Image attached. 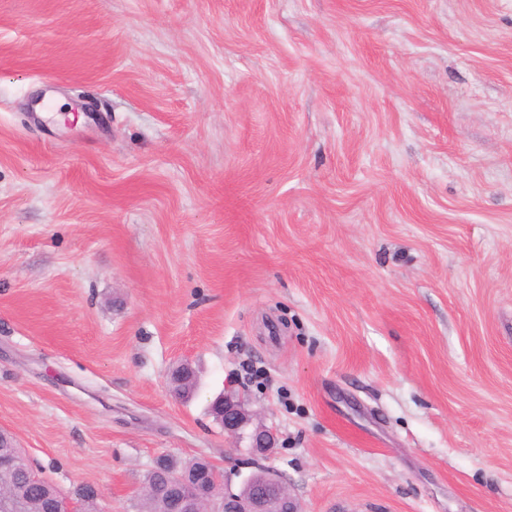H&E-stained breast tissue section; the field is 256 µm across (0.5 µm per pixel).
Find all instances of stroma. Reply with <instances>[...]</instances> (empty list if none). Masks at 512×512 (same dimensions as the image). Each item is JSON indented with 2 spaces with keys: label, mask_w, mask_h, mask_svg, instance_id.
Returning <instances> with one entry per match:
<instances>
[{
  "label": "stroma",
  "mask_w": 512,
  "mask_h": 512,
  "mask_svg": "<svg viewBox=\"0 0 512 512\" xmlns=\"http://www.w3.org/2000/svg\"><path fill=\"white\" fill-rule=\"evenodd\" d=\"M230 383L304 512H512V0H0V428L138 512ZM196 374L192 363L188 360H183L178 363L175 370L171 373L169 385L175 386L181 392L191 391L196 384Z\"/></svg>",
  "instance_id": "stroma-1"
}]
</instances>
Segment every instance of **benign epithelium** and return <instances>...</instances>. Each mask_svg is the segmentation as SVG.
<instances>
[{
    "mask_svg": "<svg viewBox=\"0 0 512 512\" xmlns=\"http://www.w3.org/2000/svg\"><path fill=\"white\" fill-rule=\"evenodd\" d=\"M192 363L183 360L171 373L169 385L180 391H191L196 384ZM214 414L224 427V432L238 439H248L249 453L264 455L276 447L277 433L272 427H251L252 414L247 409L245 395L233 388L213 403ZM17 453L13 450L12 437L0 431V471L13 470ZM245 494H238L228 487L229 477L210 460L201 457L185 471L169 475L172 506L167 512H301L297 499L286 483L268 469L257 468ZM74 506L62 495L45 496L37 503V512H72Z\"/></svg>",
    "mask_w": 512,
    "mask_h": 512,
    "instance_id": "benign-epithelium-1",
    "label": "benign epithelium"
}]
</instances>
